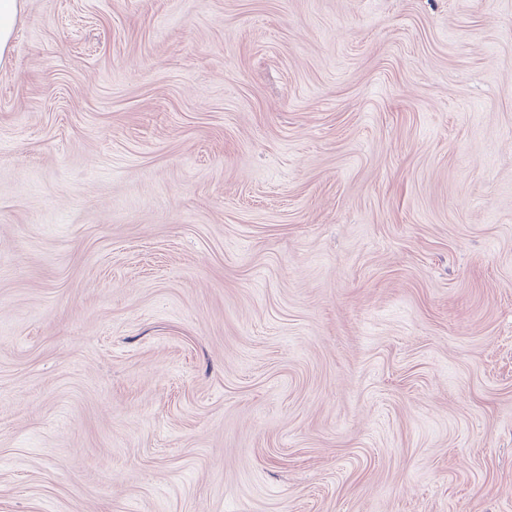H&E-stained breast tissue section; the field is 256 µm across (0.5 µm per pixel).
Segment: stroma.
I'll return each mask as SVG.
<instances>
[{
  "instance_id": "1",
  "label": "stroma",
  "mask_w": 512,
  "mask_h": 512,
  "mask_svg": "<svg viewBox=\"0 0 512 512\" xmlns=\"http://www.w3.org/2000/svg\"><path fill=\"white\" fill-rule=\"evenodd\" d=\"M0 512H512V0H25Z\"/></svg>"
}]
</instances>
